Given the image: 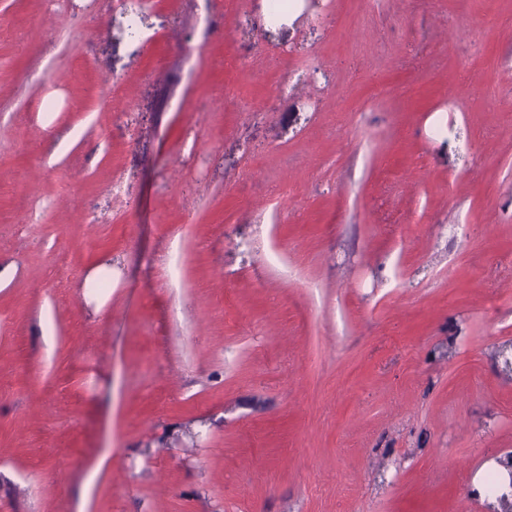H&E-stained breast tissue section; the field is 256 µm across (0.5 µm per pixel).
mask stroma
I'll return each instance as SVG.
<instances>
[{"label": "stroma", "mask_w": 512, "mask_h": 512, "mask_svg": "<svg viewBox=\"0 0 512 512\" xmlns=\"http://www.w3.org/2000/svg\"><path fill=\"white\" fill-rule=\"evenodd\" d=\"M0 0V512H483L512 453V0Z\"/></svg>", "instance_id": "1"}]
</instances>
